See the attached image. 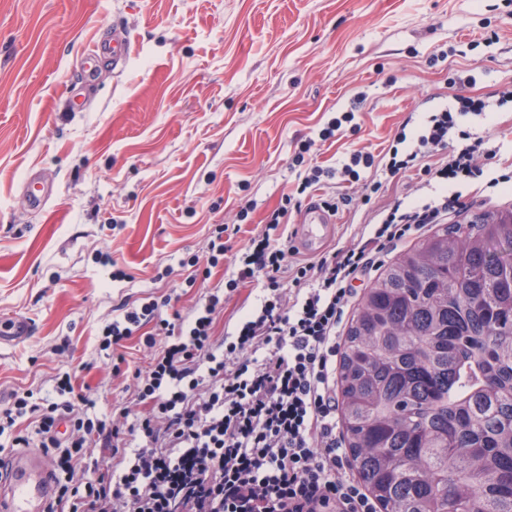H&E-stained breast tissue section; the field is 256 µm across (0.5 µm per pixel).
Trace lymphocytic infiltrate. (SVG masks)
I'll use <instances>...</instances> for the list:
<instances>
[{"label": "lymphocytic infiltrate", "mask_w": 512, "mask_h": 512, "mask_svg": "<svg viewBox=\"0 0 512 512\" xmlns=\"http://www.w3.org/2000/svg\"><path fill=\"white\" fill-rule=\"evenodd\" d=\"M475 83V76L457 73L450 102L429 111L412 133H399L383 164L361 148L333 167L305 159L317 143L360 132L362 92L301 139L292 159L301 169L295 194L284 195L267 216L226 282L231 292L260 285V304L222 342L213 328L223 291L207 292L186 316L165 314L167 296L123 307L102 329V350L121 347L149 325L144 341L155 354L134 372L133 405L123 408L122 423L91 415L93 400L67 372L55 378L53 399L31 389L13 393L0 410V453H51L58 476L48 512H376L337 434L338 332L351 285L373 254L461 209L453 184L482 177L494 188L512 181L495 169L499 146L470 125L512 103V90L492 104L472 96ZM378 167L392 175L420 169L438 189L395 201L379 222L359 229L354 246L287 261L285 226L300 195L325 191L328 210L345 211L352 202L346 185ZM29 414L33 435L13 434Z\"/></svg>", "instance_id": "lymphocytic-infiltrate-1"}]
</instances>
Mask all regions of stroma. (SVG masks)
Segmentation results:
<instances>
[{
    "label": "stroma",
    "mask_w": 512,
    "mask_h": 512,
    "mask_svg": "<svg viewBox=\"0 0 512 512\" xmlns=\"http://www.w3.org/2000/svg\"><path fill=\"white\" fill-rule=\"evenodd\" d=\"M97 24L135 46L122 70L102 63L71 112L74 63ZM491 30L498 41L482 40ZM442 45L452 64L432 61ZM455 67L479 68L474 96L512 88V0H0V314L34 327L0 348V408L16 390L52 395L63 371L96 413L127 405L151 350L132 337L121 365L101 351L116 307L169 294L191 312L201 288L155 281L158 266L202 254L217 224L240 225L229 245L245 248L297 187V139L357 87L369 93L360 133L321 145L318 164L381 152L409 113L448 103ZM35 173L54 184L38 212L23 194ZM373 177L362 173L330 245L353 246L359 225L421 186L400 173L370 195ZM465 201L461 224L512 209V188L470 182Z\"/></svg>",
    "instance_id": "1"
}]
</instances>
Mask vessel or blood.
Masks as SVG:
<instances>
[{"label":"vessel or blood","instance_id":"b4317fda","mask_svg":"<svg viewBox=\"0 0 512 512\" xmlns=\"http://www.w3.org/2000/svg\"><path fill=\"white\" fill-rule=\"evenodd\" d=\"M133 50L131 35L94 40L77 64L80 77L92 79L99 61L111 60L113 67H124ZM333 216L318 203L308 204L297 237L323 243L333 231ZM31 324L21 318L0 316V343L16 342L29 336ZM52 469L42 451L21 449L11 456L5 473H0V512H44L53 493Z\"/></svg>","mask_w":512,"mask_h":512}]
</instances>
